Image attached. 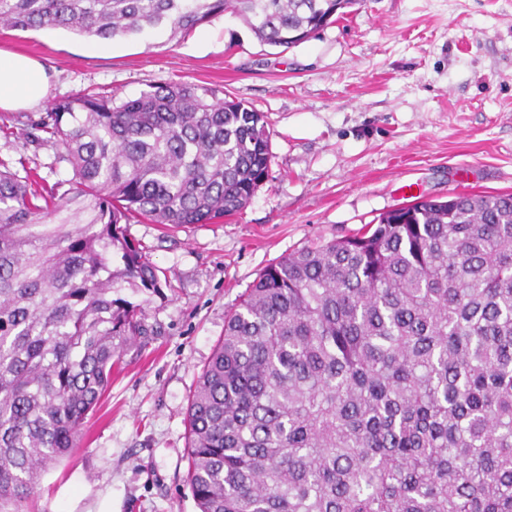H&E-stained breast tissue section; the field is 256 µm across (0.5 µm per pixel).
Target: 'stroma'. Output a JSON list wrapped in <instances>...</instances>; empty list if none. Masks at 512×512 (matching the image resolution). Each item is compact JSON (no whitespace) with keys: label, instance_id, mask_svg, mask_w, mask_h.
Wrapping results in <instances>:
<instances>
[{"label":"stroma","instance_id":"obj_1","mask_svg":"<svg viewBox=\"0 0 512 512\" xmlns=\"http://www.w3.org/2000/svg\"><path fill=\"white\" fill-rule=\"evenodd\" d=\"M62 29L0 28V51L40 61L50 100L93 90L122 102L187 82L264 112L268 177L240 213L166 229L134 217L130 239L169 288H131L149 335L121 352L78 448L41 478L24 512H197L187 484L190 393L224 319L272 260L356 233L408 198L512 192V0H365L290 48L224 13L178 38L159 27L111 53ZM0 112V160L49 170L32 121Z\"/></svg>","mask_w":512,"mask_h":512}]
</instances>
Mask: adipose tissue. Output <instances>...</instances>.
<instances>
[{
  "instance_id": "1",
  "label": "adipose tissue",
  "mask_w": 512,
  "mask_h": 512,
  "mask_svg": "<svg viewBox=\"0 0 512 512\" xmlns=\"http://www.w3.org/2000/svg\"><path fill=\"white\" fill-rule=\"evenodd\" d=\"M48 95L49 78L40 62L24 55L0 53V110L38 106Z\"/></svg>"
}]
</instances>
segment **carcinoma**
Here are the masks:
<instances>
[{
  "mask_svg": "<svg viewBox=\"0 0 512 512\" xmlns=\"http://www.w3.org/2000/svg\"><path fill=\"white\" fill-rule=\"evenodd\" d=\"M360 0H0L111 39L229 12L290 47ZM35 126L73 177L0 161V504L70 455L162 291L123 223L210 224L268 176L264 113L190 83L83 91ZM198 512H512V193L423 198L266 266L187 413Z\"/></svg>",
  "mask_w": 512,
  "mask_h": 512,
  "instance_id": "carcinoma-1",
  "label": "carcinoma"
}]
</instances>
